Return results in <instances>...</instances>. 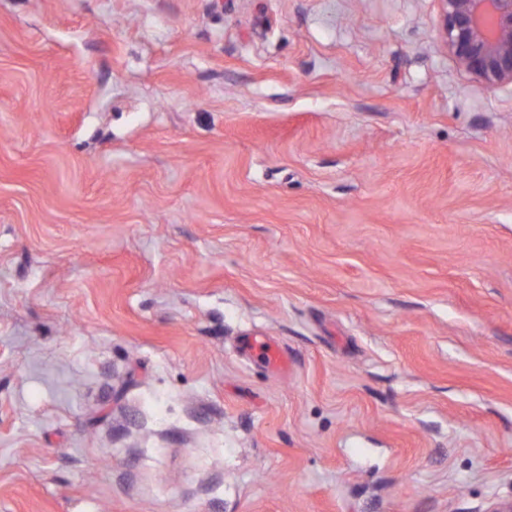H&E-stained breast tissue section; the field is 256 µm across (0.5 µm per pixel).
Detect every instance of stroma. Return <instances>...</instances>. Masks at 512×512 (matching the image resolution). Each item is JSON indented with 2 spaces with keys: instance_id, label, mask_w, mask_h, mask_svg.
<instances>
[{
  "instance_id": "obj_1",
  "label": "stroma",
  "mask_w": 512,
  "mask_h": 512,
  "mask_svg": "<svg viewBox=\"0 0 512 512\" xmlns=\"http://www.w3.org/2000/svg\"><path fill=\"white\" fill-rule=\"evenodd\" d=\"M438 25L0 0V512L512 500V89ZM248 346L268 370L272 372L288 370V357L275 342L252 337L249 339Z\"/></svg>"
}]
</instances>
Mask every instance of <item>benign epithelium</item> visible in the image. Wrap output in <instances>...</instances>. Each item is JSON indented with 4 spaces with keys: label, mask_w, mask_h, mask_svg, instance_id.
Masks as SVG:
<instances>
[{
    "label": "benign epithelium",
    "mask_w": 512,
    "mask_h": 512,
    "mask_svg": "<svg viewBox=\"0 0 512 512\" xmlns=\"http://www.w3.org/2000/svg\"><path fill=\"white\" fill-rule=\"evenodd\" d=\"M440 34L458 67L485 88L512 87V0H437Z\"/></svg>",
    "instance_id": "benign-epithelium-1"
}]
</instances>
